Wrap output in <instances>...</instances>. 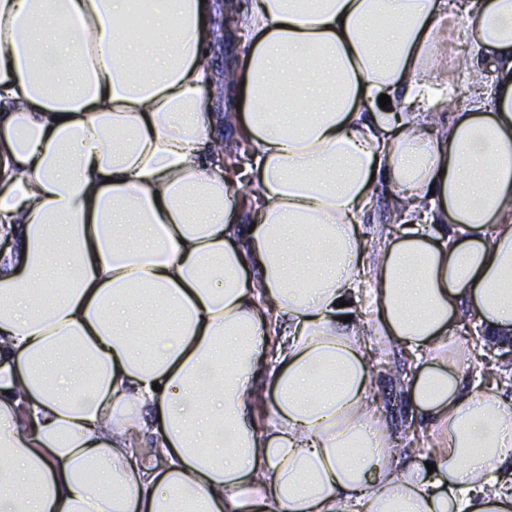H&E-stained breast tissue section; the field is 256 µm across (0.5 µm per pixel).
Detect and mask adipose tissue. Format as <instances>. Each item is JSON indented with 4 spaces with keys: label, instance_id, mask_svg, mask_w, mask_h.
Returning a JSON list of instances; mask_svg holds the SVG:
<instances>
[{
    "label": "adipose tissue",
    "instance_id": "adipose-tissue-1",
    "mask_svg": "<svg viewBox=\"0 0 512 512\" xmlns=\"http://www.w3.org/2000/svg\"><path fill=\"white\" fill-rule=\"evenodd\" d=\"M138 4L0 0V512H512V398L449 343L512 340V0H471L448 74V0H227L224 114L211 0ZM480 63L490 109L432 124ZM388 348L417 442L375 403ZM466 26V18L459 19L453 30L448 32V50L441 53L442 65L448 71L452 70L456 64V60L465 54L467 49V42L463 39L461 32ZM457 31V36L454 31ZM461 35V36H460ZM209 26L213 31L211 39L206 44L209 54L208 62L216 76L220 79L221 73L225 69L224 62H226L228 57L236 54L240 50V46L238 42L227 39L222 40L220 28L214 22ZM216 28L219 29L218 32L215 31ZM390 186L382 180L378 183L377 189L373 195V202L368 217L364 220V228L369 230L372 224L391 223L392 209L390 196L392 194Z\"/></svg>",
    "mask_w": 512,
    "mask_h": 512
}]
</instances>
